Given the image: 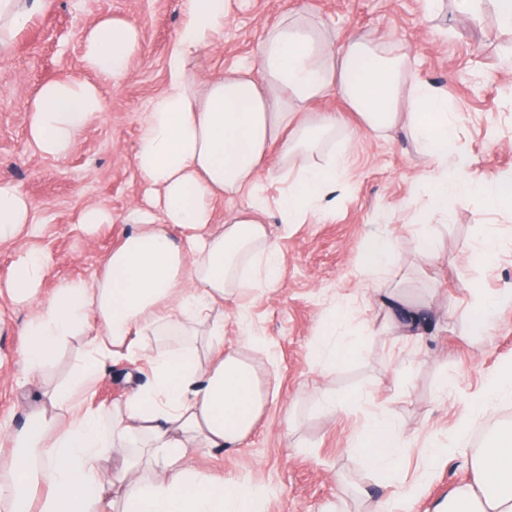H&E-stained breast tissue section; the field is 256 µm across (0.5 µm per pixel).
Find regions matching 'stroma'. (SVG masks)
I'll return each mask as SVG.
<instances>
[{
    "mask_svg": "<svg viewBox=\"0 0 512 512\" xmlns=\"http://www.w3.org/2000/svg\"><path fill=\"white\" fill-rule=\"evenodd\" d=\"M224 31L192 66L201 79L254 63L266 27L304 11L305 20L337 44L354 32L391 51L408 53L409 82L430 83L448 94L456 149L471 160V180L512 171V31L492 7L480 19L442 0H225ZM141 28L144 53L119 81L88 69L84 36L101 16ZM184 16L178 0H44L42 10L14 38L0 60V181L15 184L33 203L34 219L19 241L0 246V289L19 253L46 254L51 268L43 289L92 280L120 241L129 211L144 186L133 167L141 121L163 93L168 63ZM66 77L96 84L103 110L67 156L43 155L28 139L27 112L40 87ZM336 113L343 122L323 153L346 151L348 165L335 193L304 223L288 224L277 201L278 179H264L262 221L281 255L266 288L224 300V344L249 341L267 405L240 448L198 454L206 475L240 486L261 485L268 512H399L412 493L411 512H448L460 488H482V476L463 456L442 459L424 473L423 448L452 447L462 420L472 422L470 443L512 427V402L476 413L477 398L493 372L512 360V303L498 308L488 334L470 332L476 294H512V207L489 208L478 195L461 196L448 213L432 207L428 164L405 134L360 130L356 113L339 95L309 104L307 116ZM110 223L86 229L89 207ZM387 237L388 269L366 273L357 258L366 239ZM500 246L491 258L475 251L486 237ZM434 242L431 255L415 242ZM420 325L404 334V306ZM31 307L0 298V430H19L42 388L62 381L84 351L72 339L41 377L25 365V326ZM344 350L326 361V344ZM145 363H107L88 403L108 409L145 386ZM333 399L335 408L325 407ZM387 409L407 448L400 468L382 479L354 452L371 417Z\"/></svg>",
    "mask_w": 512,
    "mask_h": 512,
    "instance_id": "obj_1",
    "label": "stroma"
}]
</instances>
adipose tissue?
Masks as SVG:
<instances>
[{
  "mask_svg": "<svg viewBox=\"0 0 512 512\" xmlns=\"http://www.w3.org/2000/svg\"><path fill=\"white\" fill-rule=\"evenodd\" d=\"M40 2L0 0L1 57ZM182 10L166 88L143 120L133 155L147 204L133 211L104 276L62 283L44 297L48 261L29 252L9 280L7 295L36 307L26 327L32 374L50 367L72 338L90 342L23 427L0 434V512H267L262 486L245 490L192 465L195 454L238 447L263 412L254 364L224 346V298L267 287L279 264L266 224L218 223L215 204L246 196L263 208V176L280 177L285 221L298 224L335 192L343 155L329 154L322 163L313 156L340 123L332 113L304 118L309 102L335 93L364 131L407 130L429 163L439 210L471 188L470 161L455 150L447 98L430 85L408 84L403 58L383 44L355 33L339 48L301 16H287L268 27L253 66L202 85L191 62L223 30L224 0H182ZM142 52L138 25L106 17L89 29L83 60L117 80ZM101 112L95 84L55 80L30 106L28 134L43 154L61 158ZM299 155L308 163L293 166ZM33 208L18 188L0 182V245L18 238ZM199 326L209 329L200 344L190 339ZM177 333L188 343L159 352L148 342ZM116 356L147 361L152 381L106 420L84 399ZM405 448L387 411L375 413L358 444L370 466L389 474L398 471ZM119 450L126 453L122 465L104 473L102 461ZM472 462L483 475V494L459 490L448 512H512V433L489 437ZM145 469L161 472V479L144 480Z\"/></svg>",
  "mask_w": 512,
  "mask_h": 512,
  "instance_id": "1",
  "label": "adipose tissue"
}]
</instances>
